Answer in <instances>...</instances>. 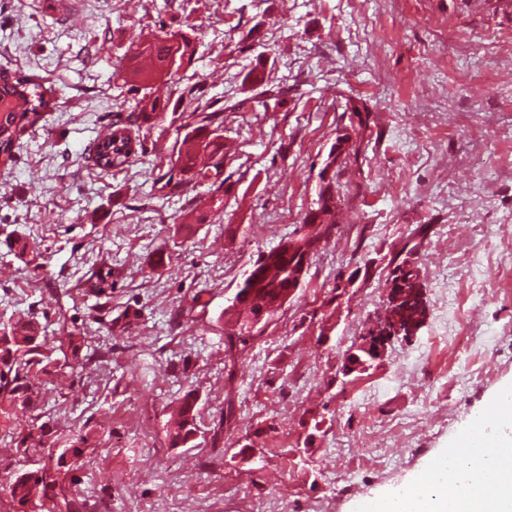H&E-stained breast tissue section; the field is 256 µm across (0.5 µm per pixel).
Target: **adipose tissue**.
I'll return each mask as SVG.
<instances>
[{
	"instance_id": "1",
	"label": "adipose tissue",
	"mask_w": 512,
	"mask_h": 512,
	"mask_svg": "<svg viewBox=\"0 0 512 512\" xmlns=\"http://www.w3.org/2000/svg\"><path fill=\"white\" fill-rule=\"evenodd\" d=\"M493 404L497 419L467 427L420 475L373 499L371 512H512V386Z\"/></svg>"
}]
</instances>
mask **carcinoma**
Here are the masks:
<instances>
[{
  "instance_id": "obj_1",
  "label": "carcinoma",
  "mask_w": 512,
  "mask_h": 512,
  "mask_svg": "<svg viewBox=\"0 0 512 512\" xmlns=\"http://www.w3.org/2000/svg\"><path fill=\"white\" fill-rule=\"evenodd\" d=\"M194 49L186 37H147L139 42L135 54L129 59L125 75L131 79L140 78L144 82H161L179 70L191 64ZM152 59L155 68L145 70L139 66L140 57ZM22 91L15 92L9 100H0V154L6 158L12 156V144L20 125L29 119V115L38 112L44 106L39 87L32 85L24 77L15 78ZM242 86L256 92V96H277L282 93L279 87L265 85L264 72L253 69L243 79ZM169 98L152 94L141 100V108L135 120L149 126L166 120ZM224 108H215L211 104H198L191 111L192 122L183 126V133L177 135L173 145L176 153L174 165L160 176L164 186L181 184L176 175H188L199 181L211 179L223 189L224 158L229 146L222 142L219 130L224 125ZM138 143L132 138L127 125L120 121L112 122V129L97 139V164L112 168L123 166L136 154ZM336 177L324 180L319 185L316 208L306 213L303 224H317L321 232L314 241L328 242L335 228ZM256 280L244 304L255 313L267 306L270 298L287 288L286 282L291 276L288 260L272 259V255H263L253 264ZM390 290L383 301L385 309L392 308L398 292L404 288H422L419 276L409 266L408 260L393 263L390 272ZM252 339L251 331L239 327V331L226 336L224 353L230 362L241 357ZM44 337L40 336V324L36 317L18 318L0 326V397L9 398L27 404L32 401L33 392L26 366L43 355ZM179 421L172 441L176 444H188L196 434L197 400L186 395L178 407ZM0 492L20 505L33 506V512H41L46 501L58 507L57 512H77L76 501L67 498L57 481V472L42 467L29 470L21 475L12 476L0 484Z\"/></svg>"
}]
</instances>
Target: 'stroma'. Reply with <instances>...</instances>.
<instances>
[{"label": "stroma", "instance_id": "stroma-1", "mask_svg": "<svg viewBox=\"0 0 512 512\" xmlns=\"http://www.w3.org/2000/svg\"><path fill=\"white\" fill-rule=\"evenodd\" d=\"M164 33L195 48L174 122L191 89L225 109L223 214L201 224L185 218L207 212L208 184L160 181L173 123L133 130L128 165L93 156L144 94L119 76L135 43ZM259 62L286 96L228 110ZM0 70L45 101L0 160V324L37 316L58 360L68 331L84 338L82 368H33L38 398L0 410V478L32 469L15 448L37 424L52 447L87 438L58 476L79 512H355L492 417L512 383V290L491 268L473 276L470 255L491 265L512 241V0H0ZM342 134L358 158L338 177L334 235L228 361L239 285L299 229ZM410 241L424 324L337 378ZM190 391L198 435L175 445L169 419ZM371 454L389 459L383 476L362 467Z\"/></svg>", "mask_w": 512, "mask_h": 512}]
</instances>
